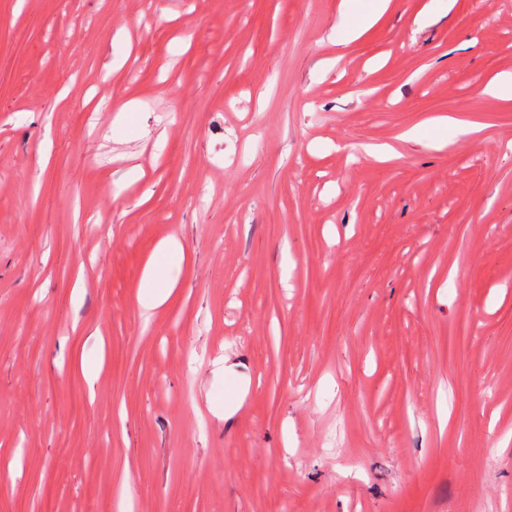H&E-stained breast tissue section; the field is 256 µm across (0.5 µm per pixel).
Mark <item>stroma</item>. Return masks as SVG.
Instances as JSON below:
<instances>
[{
  "label": "stroma",
  "instance_id": "stroma-1",
  "mask_svg": "<svg viewBox=\"0 0 512 512\" xmlns=\"http://www.w3.org/2000/svg\"><path fill=\"white\" fill-rule=\"evenodd\" d=\"M369 7L0 0V512H512V0ZM181 249V242L176 237H170L158 245L154 257L146 264L137 295L138 304L145 314L160 307L168 300L172 286L162 279L161 260L177 258Z\"/></svg>",
  "mask_w": 512,
  "mask_h": 512
}]
</instances>
